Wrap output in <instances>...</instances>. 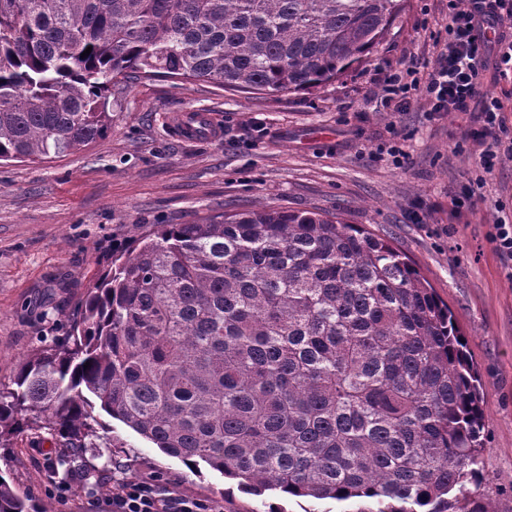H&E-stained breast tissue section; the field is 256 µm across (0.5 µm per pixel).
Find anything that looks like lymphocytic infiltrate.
Instances as JSON below:
<instances>
[{"label": "lymphocytic infiltrate", "instance_id": "f902f5d3", "mask_svg": "<svg viewBox=\"0 0 512 512\" xmlns=\"http://www.w3.org/2000/svg\"><path fill=\"white\" fill-rule=\"evenodd\" d=\"M447 38L427 82L407 67L390 74L383 88L385 106L402 111L413 91L431 102L433 114L466 112L481 101L476 140L486 141L483 167L498 155L512 157V141L497 133L500 102L482 92L485 71L512 70V0H448ZM112 512H224L219 503L170 492L160 482H123L112 491Z\"/></svg>", "mask_w": 512, "mask_h": 512}]
</instances>
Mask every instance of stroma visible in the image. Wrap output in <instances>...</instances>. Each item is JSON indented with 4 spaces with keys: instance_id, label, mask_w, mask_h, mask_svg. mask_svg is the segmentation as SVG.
<instances>
[{
    "instance_id": "35a3bbf8",
    "label": "stroma",
    "mask_w": 512,
    "mask_h": 512,
    "mask_svg": "<svg viewBox=\"0 0 512 512\" xmlns=\"http://www.w3.org/2000/svg\"><path fill=\"white\" fill-rule=\"evenodd\" d=\"M448 0H401L385 38L325 86L263 95L165 76L114 86L112 128L89 146L44 161L0 162V390L40 343L67 334L76 310L113 256L157 224H193L261 205L338 215L398 247L454 313L485 390L481 455L487 512H512V279L489 239L512 221V158L477 167L471 113L432 120L428 102L381 104L383 80L401 66L432 70L429 31H444ZM188 111L213 132L181 137ZM408 158L380 152L390 136ZM124 445L96 459L90 486L62 484V453L48 433H23L0 454L14 487L48 512H111L113 485L159 478L175 493L223 503L224 512H356L352 502L224 492V477L162 453L119 421Z\"/></svg>"
}]
</instances>
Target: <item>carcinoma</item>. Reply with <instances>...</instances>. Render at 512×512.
Instances as JSON below:
<instances>
[{
  "label": "carcinoma",
  "mask_w": 512,
  "mask_h": 512,
  "mask_svg": "<svg viewBox=\"0 0 512 512\" xmlns=\"http://www.w3.org/2000/svg\"><path fill=\"white\" fill-rule=\"evenodd\" d=\"M396 2L0 0V161L94 142L121 80L318 88L380 43ZM483 399L452 311L388 241L265 205L156 224L115 256L0 392V447L48 431L73 450L66 483L74 455L112 447L98 407L242 492L485 512ZM0 512H35L1 474Z\"/></svg>",
  "instance_id": "1"
}]
</instances>
